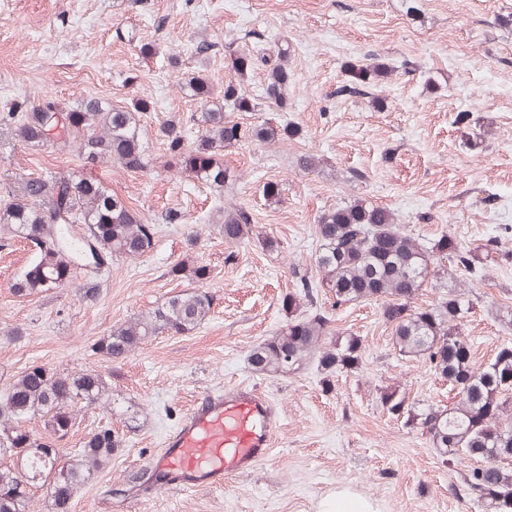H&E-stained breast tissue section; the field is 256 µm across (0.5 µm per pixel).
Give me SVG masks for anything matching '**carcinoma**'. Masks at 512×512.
<instances>
[{
	"label": "carcinoma",
	"mask_w": 512,
	"mask_h": 512,
	"mask_svg": "<svg viewBox=\"0 0 512 512\" xmlns=\"http://www.w3.org/2000/svg\"><path fill=\"white\" fill-rule=\"evenodd\" d=\"M278 63L269 70L264 99L282 106L291 81L288 51L278 50ZM253 65L251 56L239 54L232 61L233 76L224 82L223 94L214 92L198 72L183 88L200 100L202 109L191 116L198 128L192 146L185 144L182 124L171 122L160 130L166 144L164 166L188 172L210 189L222 190L227 180L222 151L244 138L273 142L294 135L289 126L264 124L243 129L226 111L252 112L255 98L243 88L245 74ZM351 83L337 88L342 95H367L388 75L382 62L349 64ZM153 102L141 97L129 107H116L99 98H86L74 105L53 99L22 107L15 105L0 116V137L29 146L56 140L62 152L77 147L83 167L113 162L132 173L153 166L142 139L141 114ZM8 203L0 207V231L25 241L36 252L32 266L14 283L20 295L47 292L58 280L89 277L77 287L84 300L99 293L101 266L117 257H137L154 248L156 225L129 208L96 177L84 171L25 176L5 188ZM224 239L237 242L248 234L249 213L226 208L217 214ZM82 226L81 246L73 250L59 237L63 226ZM319 250L314 264L318 280L296 271L300 289L286 296L283 308L297 310L301 301L314 306L318 289L324 288L339 307L360 301H379L382 315L392 325L394 347L404 357H424L454 393L445 407L418 409L406 403L397 389L382 387L381 406L411 428L429 436L448 464L462 457L481 458L464 482L487 512H512V343L502 344L493 360L482 368L472 363L470 341L461 323L478 304L456 289H449L433 308H414L411 300L423 286L455 279L454 270L476 275L486 266L511 256L512 250L490 240L476 249H465L442 235L423 245L415 236L401 232L394 214L362 200L324 211L318 219ZM448 264H442V261ZM213 297L197 288L177 294L161 306L113 327L99 345V352L118 359L150 338L162 333L184 334L198 327L211 313ZM329 319L322 313H305L288 320L274 337L256 346L251 354L255 370L263 373L291 372L311 358L326 376L338 370L354 371L361 361L359 337L336 333L328 336ZM108 383L92 370L52 373L30 367L0 402V512H28L31 491L38 485L51 487L55 512H68L63 491L77 490L106 465L122 446V438L109 429L86 437L79 453L61 461L59 449L23 427L39 418L51 436L65 437L77 413L85 407L108 403Z\"/></svg>",
	"instance_id": "cac0c4a2"
}]
</instances>
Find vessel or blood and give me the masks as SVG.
I'll return each mask as SVG.
<instances>
[{"instance_id": "1", "label": "vessel or blood", "mask_w": 512, "mask_h": 512, "mask_svg": "<svg viewBox=\"0 0 512 512\" xmlns=\"http://www.w3.org/2000/svg\"><path fill=\"white\" fill-rule=\"evenodd\" d=\"M275 424V407L258 388L204 393L148 460L152 483L159 490L223 487L269 455Z\"/></svg>"}]
</instances>
